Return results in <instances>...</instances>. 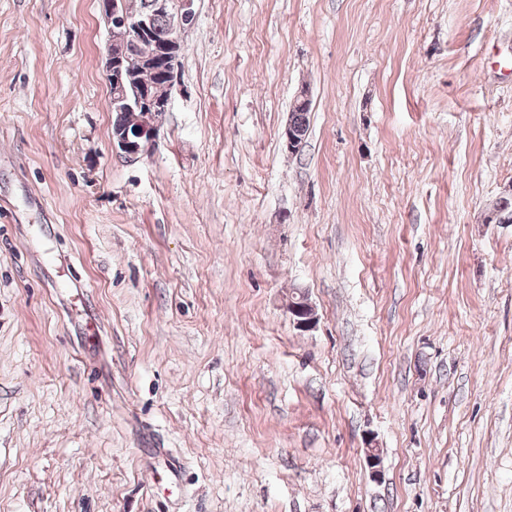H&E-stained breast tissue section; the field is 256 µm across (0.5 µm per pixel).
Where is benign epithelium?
<instances>
[{
  "label": "benign epithelium",
  "mask_w": 512,
  "mask_h": 512,
  "mask_svg": "<svg viewBox=\"0 0 512 512\" xmlns=\"http://www.w3.org/2000/svg\"><path fill=\"white\" fill-rule=\"evenodd\" d=\"M101 11L107 23L125 29L127 39L107 47L103 57V72L110 89L112 106L119 111H140L134 131H121L112 138V147L132 161L139 160L155 147L163 117L170 100H150L144 94H131L126 86L124 63L130 57L142 65H152L158 59H167L181 49L180 32L194 19V0H144L137 14L126 9V0H100ZM165 15L170 20L172 37L165 46L158 47L152 40V24L156 17ZM294 324L300 330L316 323L317 316L310 303L291 299L287 305Z\"/></svg>",
  "instance_id": "7a95c632"
}]
</instances>
